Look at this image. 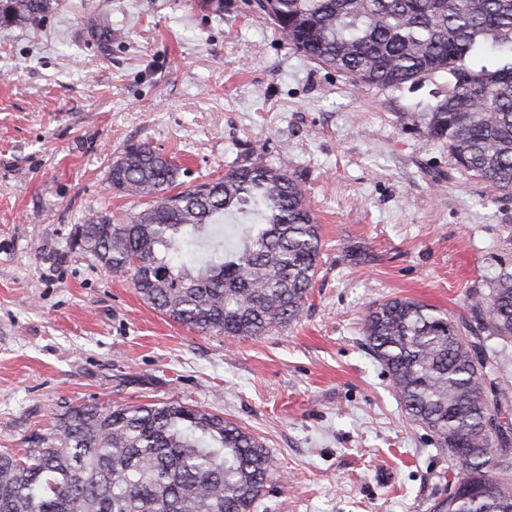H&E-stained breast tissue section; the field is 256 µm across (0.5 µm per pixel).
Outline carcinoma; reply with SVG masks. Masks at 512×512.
Here are the masks:
<instances>
[{"label":"carcinoma","mask_w":512,"mask_h":512,"mask_svg":"<svg viewBox=\"0 0 512 512\" xmlns=\"http://www.w3.org/2000/svg\"><path fill=\"white\" fill-rule=\"evenodd\" d=\"M51 0H0L3 22H38ZM274 30L353 84L391 88L438 73L448 86L421 119L451 165L512 196V0H254ZM181 167L145 145L116 156L108 181L146 200L125 220L92 215L73 246L170 320L229 340L297 320L320 261L319 227L300 182L257 154L182 187ZM255 216L224 250L214 221ZM480 337L436 308L390 299L364 321L410 421L448 452L456 480L430 512H512L508 405L485 396L482 341L512 343V273L472 297ZM51 445L0 451V512H255L272 459L250 432L178 401L68 407Z\"/></svg>","instance_id":"obj_1"}]
</instances>
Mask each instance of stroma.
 <instances>
[{
  "label": "stroma",
  "instance_id": "obj_1",
  "mask_svg": "<svg viewBox=\"0 0 512 512\" xmlns=\"http://www.w3.org/2000/svg\"><path fill=\"white\" fill-rule=\"evenodd\" d=\"M448 83L353 85L246 0H55L0 24V448L81 404L180 401L253 433L274 472L257 512H429L453 473L365 344L407 297L479 325L512 272V199L452 168L407 117ZM145 143L193 185L263 154L294 176L321 261L298 320L230 341L174 323L72 247L93 214L138 212L108 166Z\"/></svg>",
  "mask_w": 512,
  "mask_h": 512
}]
</instances>
